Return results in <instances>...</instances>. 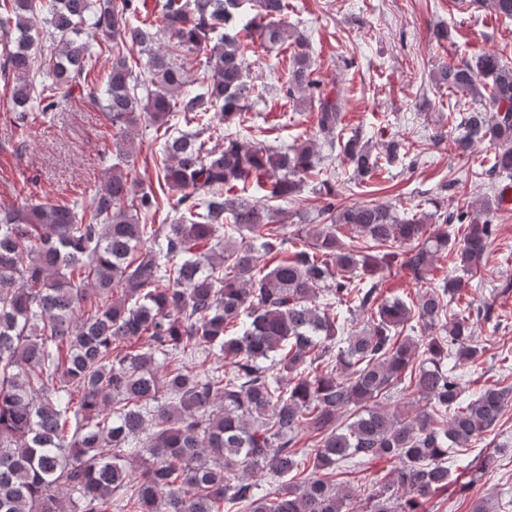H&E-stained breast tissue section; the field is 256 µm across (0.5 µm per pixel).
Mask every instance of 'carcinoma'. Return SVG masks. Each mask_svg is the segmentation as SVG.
Returning <instances> with one entry per match:
<instances>
[{
	"label": "carcinoma",
	"mask_w": 512,
	"mask_h": 512,
	"mask_svg": "<svg viewBox=\"0 0 512 512\" xmlns=\"http://www.w3.org/2000/svg\"><path fill=\"white\" fill-rule=\"evenodd\" d=\"M287 15L288 0H161L149 15L140 0H0L17 138L86 96L115 129L116 158L86 202L0 211V512H350L336 470L383 457L393 476L367 488L362 512H429L454 476L450 456L467 488L505 452L469 460L465 447L498 429L512 390L465 401L458 373L483 354L472 315L493 319L463 280L486 265L492 221L435 199L404 218L388 204L338 205L324 179L316 216L286 233L269 201L319 176L317 142L201 139L216 121L246 125L248 52L257 39L284 50ZM40 39L56 53L37 58ZM201 52L189 82L179 60ZM436 82L474 106L435 139L459 129L464 150L496 143L488 175L511 177L512 67L484 54L441 66ZM282 91L317 103L316 133L343 131L341 93L314 78L304 41ZM144 123L159 141L155 189L132 176ZM338 146L357 177L402 148L375 154L358 133ZM250 187L261 196L233 198ZM164 207L173 219L157 224ZM449 253L462 275H435ZM401 272L435 283L412 306L382 297L384 274ZM304 432L318 437L310 449Z\"/></svg>",
	"instance_id": "obj_1"
}]
</instances>
